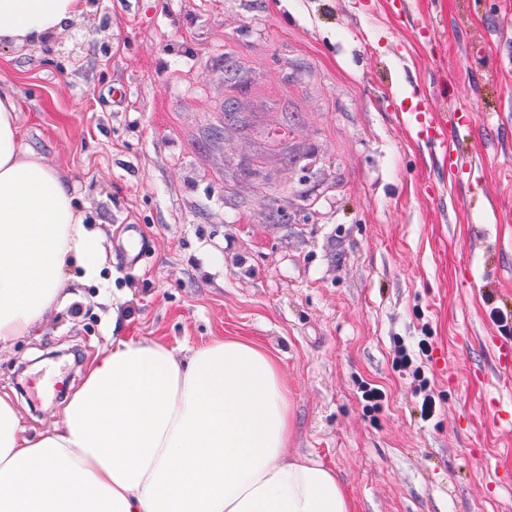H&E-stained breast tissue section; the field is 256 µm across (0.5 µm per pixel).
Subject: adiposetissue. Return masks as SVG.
Masks as SVG:
<instances>
[{
  "mask_svg": "<svg viewBox=\"0 0 512 512\" xmlns=\"http://www.w3.org/2000/svg\"><path fill=\"white\" fill-rule=\"evenodd\" d=\"M88 0H0V44L41 40ZM0 87V351L29 335L73 283L101 275L99 232L57 171L19 135ZM279 358L213 339L180 353L116 336L61 418L37 439L0 396V512H357L332 468L298 452Z\"/></svg>",
  "mask_w": 512,
  "mask_h": 512,
  "instance_id": "obj_1",
  "label": "adipose tissue"
}]
</instances>
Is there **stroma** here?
<instances>
[{"label": "stroma", "mask_w": 512, "mask_h": 512, "mask_svg": "<svg viewBox=\"0 0 512 512\" xmlns=\"http://www.w3.org/2000/svg\"><path fill=\"white\" fill-rule=\"evenodd\" d=\"M0 85L105 262L0 353L27 435L113 337H238L279 354L293 446L358 512H512V426L490 422L512 404L491 314L512 311V0H88L1 45ZM421 95L475 113L473 176L417 138ZM425 332L428 422L391 352Z\"/></svg>", "instance_id": "obj_1"}]
</instances>
